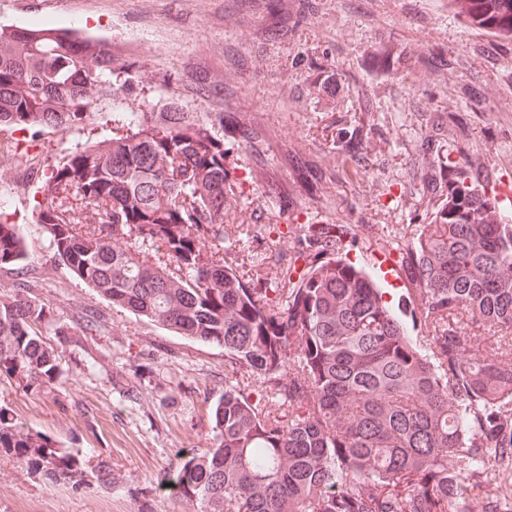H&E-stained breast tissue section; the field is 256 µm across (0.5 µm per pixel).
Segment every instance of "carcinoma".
I'll return each instance as SVG.
<instances>
[{
  "mask_svg": "<svg viewBox=\"0 0 512 512\" xmlns=\"http://www.w3.org/2000/svg\"><path fill=\"white\" fill-rule=\"evenodd\" d=\"M456 15L512 38V0H450ZM55 28L0 27V126L68 131L112 95V50ZM405 51L377 46L361 67L397 75ZM320 91H350L339 70L314 63ZM66 155L46 178L37 221L58 260L106 301L271 376L288 417L263 415L233 386L212 409V442L179 459L171 494L193 512H448L463 507L452 460L475 474L482 448L512 452V224L469 165L436 156L416 172L429 195L404 262L432 334L426 348L383 300L376 279L340 252L350 231L310 228L314 253L284 307L214 259L224 244V113L162 112ZM364 128L344 148L366 159ZM0 211V266L29 258ZM148 243L164 247L143 258ZM49 308L18 288L0 296V375L26 386L57 379L41 326ZM470 322L498 329L495 347ZM0 451L58 485L83 480L63 453L0 411Z\"/></svg>",
  "mask_w": 512,
  "mask_h": 512,
  "instance_id": "obj_1",
  "label": "carcinoma"
}]
</instances>
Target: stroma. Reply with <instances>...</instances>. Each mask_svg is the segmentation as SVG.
<instances>
[{
    "label": "stroma",
    "instance_id": "1",
    "mask_svg": "<svg viewBox=\"0 0 512 512\" xmlns=\"http://www.w3.org/2000/svg\"><path fill=\"white\" fill-rule=\"evenodd\" d=\"M51 24L97 34L112 46L111 96L85 125L67 132L24 131L47 168L87 142L120 132L129 113L156 112L178 100L187 112L224 115L226 183L236 198L224 217L225 266L245 287L270 293L287 287L289 267L304 270L311 224H346L349 259L364 268L392 270L384 286L398 315H417L419 294L401 268L406 247L425 222L427 198L413 174L423 163L428 135L424 107L441 75L428 65L444 52L455 65L453 84L439 97L441 111L460 115L436 148L494 170L512 182V42L467 26L448 0H290L287 12L249 7L240 0H0V25ZM287 23L286 38L269 29ZM404 48L408 67L382 80L360 66L376 44ZM337 67L349 93L324 103L313 88L311 65ZM475 88L468 100L457 86ZM373 88L371 113L360 94ZM248 119L244 130L233 120ZM371 127L368 163L346 154L339 138ZM38 199L17 181L16 165L0 168V206L25 238L24 271L0 267V295L24 279L27 295L50 309L45 341L60 376L28 388L0 377V410L41 433L87 468L108 463L111 487L57 485L0 456V512H186L162 483L179 457L209 444L211 411L232 385L259 411L280 410L275 381L232 364L222 346L191 340L112 305L59 262ZM99 330L78 332L84 315ZM469 512H506L512 505V460L490 462L473 475L456 462Z\"/></svg>",
    "mask_w": 512,
    "mask_h": 512
}]
</instances>
